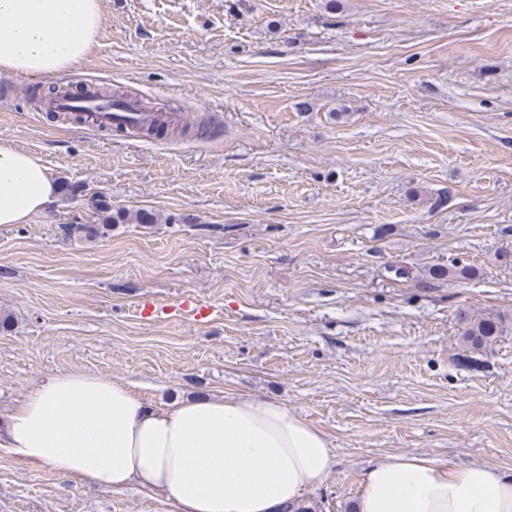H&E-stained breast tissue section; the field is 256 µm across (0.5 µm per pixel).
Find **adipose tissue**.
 I'll use <instances>...</instances> for the list:
<instances>
[{
    "label": "adipose tissue",
    "mask_w": 512,
    "mask_h": 512,
    "mask_svg": "<svg viewBox=\"0 0 512 512\" xmlns=\"http://www.w3.org/2000/svg\"><path fill=\"white\" fill-rule=\"evenodd\" d=\"M101 0H0V74L50 77L79 63ZM57 198L40 157L0 144V225ZM0 448L97 487L129 484L177 512H284L337 466L329 438L282 401L255 395L145 401L129 384L61 371L15 400ZM355 512H512V473L395 453L363 472Z\"/></svg>",
    "instance_id": "obj_1"
}]
</instances>
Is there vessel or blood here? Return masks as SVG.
<instances>
[{"label":"vessel or blood","instance_id":"b4317fda","mask_svg":"<svg viewBox=\"0 0 512 512\" xmlns=\"http://www.w3.org/2000/svg\"><path fill=\"white\" fill-rule=\"evenodd\" d=\"M48 108L72 116L80 123L96 129H115L133 133L158 125L173 126L177 115L163 114L142 107L129 99L109 102L94 95L73 96L62 94L51 100Z\"/></svg>","mask_w":512,"mask_h":512}]
</instances>
